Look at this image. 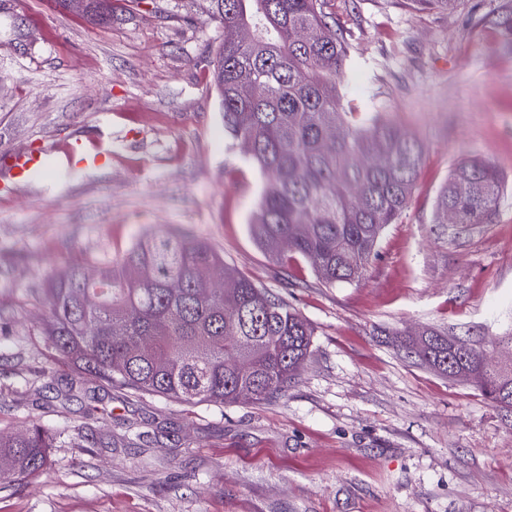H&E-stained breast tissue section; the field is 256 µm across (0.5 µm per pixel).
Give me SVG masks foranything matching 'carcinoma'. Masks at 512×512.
Segmentation results:
<instances>
[{
  "label": "carcinoma",
  "instance_id": "1",
  "mask_svg": "<svg viewBox=\"0 0 512 512\" xmlns=\"http://www.w3.org/2000/svg\"><path fill=\"white\" fill-rule=\"evenodd\" d=\"M207 2L224 28L208 60L224 131L252 143L250 159L270 178L253 238L277 263L290 252L311 260L327 284L361 280L382 231L408 207L422 144L381 113L341 103L352 66L328 0ZM82 16L111 21L112 0H86ZM243 28L251 38H240ZM368 155L381 161L359 162ZM501 191L493 164L464 158L437 197L435 223L451 209L458 224H488ZM96 265L92 279L80 265L48 275L42 335L108 387L189 404L260 401L281 392L310 355L311 325L224 268L204 240L152 232ZM399 347L512 413V364L486 365L483 344L426 329ZM58 439L37 424L0 435V483L42 474Z\"/></svg>",
  "mask_w": 512,
  "mask_h": 512
}]
</instances>
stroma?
Segmentation results:
<instances>
[{
  "label": "stroma",
  "instance_id": "35a3bbf8",
  "mask_svg": "<svg viewBox=\"0 0 512 512\" xmlns=\"http://www.w3.org/2000/svg\"><path fill=\"white\" fill-rule=\"evenodd\" d=\"M358 106L417 137L425 160L366 276L329 285L311 262L272 261L249 224L267 173L224 134L202 57L223 37L202 0H112L95 24L50 0H0V157L77 135L100 167L55 169L0 190V433L38 423L82 438L40 476L0 485V512H512V417L464 381L409 359L393 335L437 328L506 352L512 334V0H331ZM502 177L489 224H437L465 157ZM207 241L224 264L315 329L284 391L184 404L76 375L41 334L47 274L149 232Z\"/></svg>",
  "mask_w": 512,
  "mask_h": 512
}]
</instances>
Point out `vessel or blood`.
<instances>
[{
  "label": "vessel or blood",
  "instance_id": "vessel-or-blood-1",
  "mask_svg": "<svg viewBox=\"0 0 512 512\" xmlns=\"http://www.w3.org/2000/svg\"><path fill=\"white\" fill-rule=\"evenodd\" d=\"M111 159V150L103 148L94 138L77 136L51 151L31 149L13 153L0 166V182H28L57 163L89 167L106 164Z\"/></svg>",
  "mask_w": 512,
  "mask_h": 512
}]
</instances>
